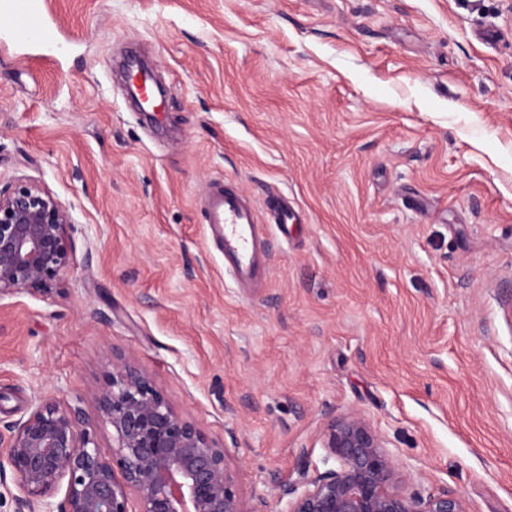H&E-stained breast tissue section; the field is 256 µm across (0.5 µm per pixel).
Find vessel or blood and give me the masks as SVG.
Listing matches in <instances>:
<instances>
[{"label": "vessel or blood", "instance_id": "b4317fda", "mask_svg": "<svg viewBox=\"0 0 512 512\" xmlns=\"http://www.w3.org/2000/svg\"><path fill=\"white\" fill-rule=\"evenodd\" d=\"M14 20L12 34L18 41L53 47L55 32L44 21L43 0H9ZM132 93L144 108L155 110L156 103L148 72H140L131 83ZM202 209L209 236L224 256V268L238 288L249 292L261 288L267 275L266 226L259 224L248 202L231 185L213 184L205 196ZM272 223L288 226L297 223L299 214L287 197L269 203Z\"/></svg>", "mask_w": 512, "mask_h": 512}]
</instances>
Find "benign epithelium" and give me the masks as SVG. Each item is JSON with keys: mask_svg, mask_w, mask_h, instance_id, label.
Listing matches in <instances>:
<instances>
[{"mask_svg": "<svg viewBox=\"0 0 512 512\" xmlns=\"http://www.w3.org/2000/svg\"><path fill=\"white\" fill-rule=\"evenodd\" d=\"M67 207L40 185L19 181L0 188V297L46 293L71 266ZM100 407L112 427L115 453L103 458L80 411L40 397L27 418L7 425L0 461L17 476L18 512H270L268 501L249 508L237 493L224 448L210 440L134 365L112 367ZM326 459L335 466L304 479L305 489L279 485L276 512H466L448 494H405L396 460L358 412L330 418ZM121 476H116L115 471ZM66 485L64 499L54 501Z\"/></svg>", "mask_w": 512, "mask_h": 512, "instance_id": "obj_1", "label": "benign epithelium"}]
</instances>
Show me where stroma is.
Here are the masks:
<instances>
[{"instance_id": "obj_1", "label": "stroma", "mask_w": 512, "mask_h": 512, "mask_svg": "<svg viewBox=\"0 0 512 512\" xmlns=\"http://www.w3.org/2000/svg\"><path fill=\"white\" fill-rule=\"evenodd\" d=\"M61 48L0 39V187L69 210L57 289L0 297V429L41 396L100 454L117 362L225 450L247 505L325 471L364 415L407 493L512 512V0H48ZM140 52L170 135L112 63ZM263 209L267 286L240 294L198 201ZM270 220L272 224L281 225V230H288V224H295L299 214L289 203L288 197H276L269 203Z\"/></svg>"}]
</instances>
